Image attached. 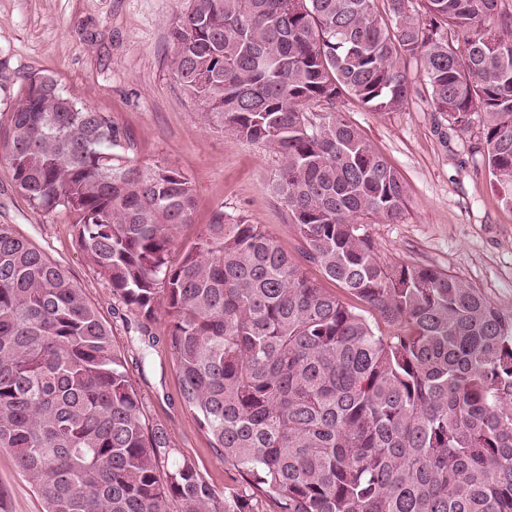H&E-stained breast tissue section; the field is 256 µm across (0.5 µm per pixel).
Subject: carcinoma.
<instances>
[{
  "mask_svg": "<svg viewBox=\"0 0 512 512\" xmlns=\"http://www.w3.org/2000/svg\"><path fill=\"white\" fill-rule=\"evenodd\" d=\"M510 31L512 0H186L173 80L205 125L277 151L293 252L220 206L172 260L191 179L29 78L0 139L16 187L75 217L130 310L167 309L183 406L239 482L173 456L97 307L0 224V449L45 512H512V310L381 261L368 225L400 222L407 188L343 112H399L423 74L440 143L480 118L512 208Z\"/></svg>",
  "mask_w": 512,
  "mask_h": 512,
  "instance_id": "1",
  "label": "carcinoma"
}]
</instances>
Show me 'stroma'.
<instances>
[{"mask_svg": "<svg viewBox=\"0 0 512 512\" xmlns=\"http://www.w3.org/2000/svg\"><path fill=\"white\" fill-rule=\"evenodd\" d=\"M184 7L185 0H0V130L28 78L49 74L78 105L111 115L128 137L131 158L143 165L164 161L188 175L194 209L183 239L193 238L221 207L246 215L293 250L294 231L269 191L278 154L266 144L205 127L199 107L171 77L168 31ZM345 114L398 170L409 191L402 222L369 227L381 259L443 270L512 309V209L490 189L477 133H452L440 144L429 97L422 92L406 111L386 117L354 101ZM0 224L13 225L45 252L98 308L114 345L127 357L149 424L164 426L171 447L191 459L217 492L232 487V477L181 403L174 358L163 343L169 316L161 312L145 323L116 300L79 247L69 214L35 210L1 158ZM148 334L157 337L155 346L145 343ZM0 485L9 490V512H44L5 451H0Z\"/></svg>", "mask_w": 512, "mask_h": 512, "instance_id": "35a3bbf8", "label": "stroma"}]
</instances>
